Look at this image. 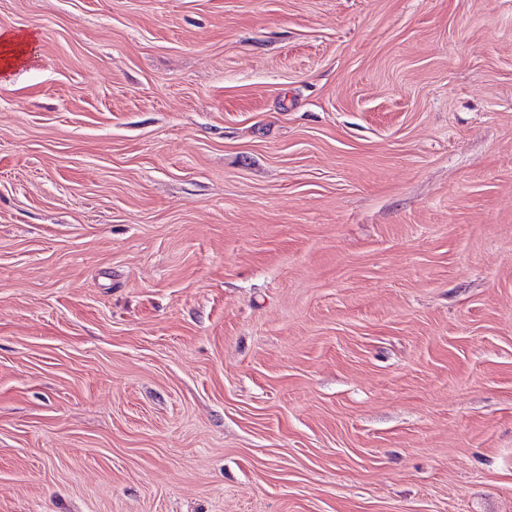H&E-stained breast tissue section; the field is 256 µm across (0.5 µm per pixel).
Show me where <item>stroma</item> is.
<instances>
[{"label":"stroma","instance_id":"stroma-1","mask_svg":"<svg viewBox=\"0 0 512 512\" xmlns=\"http://www.w3.org/2000/svg\"><path fill=\"white\" fill-rule=\"evenodd\" d=\"M0 512H512V0H0ZM1 59L6 63L2 71L10 68L13 60H19L27 53L30 47L29 41H24L20 36H8L1 33L0 37Z\"/></svg>","mask_w":512,"mask_h":512}]
</instances>
